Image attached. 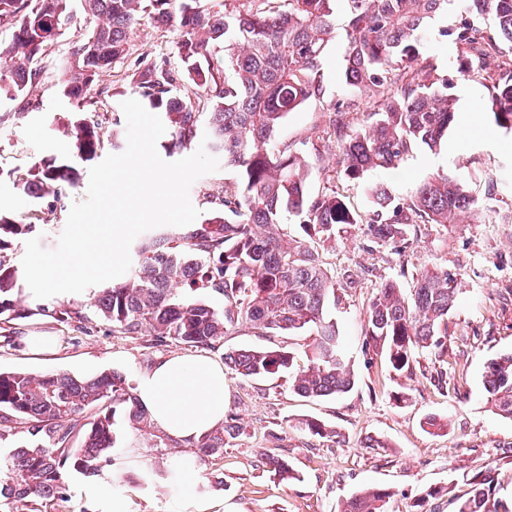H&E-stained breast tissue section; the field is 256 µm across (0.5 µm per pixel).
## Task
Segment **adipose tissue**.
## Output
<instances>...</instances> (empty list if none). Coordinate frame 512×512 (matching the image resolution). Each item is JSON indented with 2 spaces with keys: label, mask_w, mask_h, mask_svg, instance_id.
I'll list each match as a JSON object with an SVG mask.
<instances>
[{
  "label": "adipose tissue",
  "mask_w": 512,
  "mask_h": 512,
  "mask_svg": "<svg viewBox=\"0 0 512 512\" xmlns=\"http://www.w3.org/2000/svg\"><path fill=\"white\" fill-rule=\"evenodd\" d=\"M137 395L155 427L187 447L224 421V367L206 356L161 359L139 374Z\"/></svg>",
  "instance_id": "adipose-tissue-1"
}]
</instances>
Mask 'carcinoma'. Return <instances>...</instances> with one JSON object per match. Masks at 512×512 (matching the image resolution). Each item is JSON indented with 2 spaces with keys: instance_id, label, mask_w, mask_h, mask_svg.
Segmentation results:
<instances>
[{
  "instance_id": "cac0c4a2",
  "label": "carcinoma",
  "mask_w": 512,
  "mask_h": 512,
  "mask_svg": "<svg viewBox=\"0 0 512 512\" xmlns=\"http://www.w3.org/2000/svg\"><path fill=\"white\" fill-rule=\"evenodd\" d=\"M73 0H0V27L11 41L0 51V108L12 109L39 80L32 67L73 25ZM92 20L58 67L60 93L80 100L99 73L126 52L129 34L143 18L157 26L175 24L180 67L147 64L137 73L134 93L161 115L169 137L162 145L172 158L199 144L206 126V150L224 159L238 178L212 195L215 209L200 224L147 231L134 245L128 273L93 294L91 307L122 334H147L159 343L219 348L229 331L246 326L260 336H312L302 356L282 348H243L224 353V365L248 378L286 372L301 397H336L350 392L354 375L345 360L336 321V282L317 247L359 223L345 196L336 190L313 196L309 156L276 140L288 114L324 95L322 61L344 31L342 75L376 104L372 122L355 129L330 121L337 136V164L343 177L360 181L374 169H394L416 145L430 148L448 137L456 99L448 79L426 61L431 22L439 14H465L452 38L455 64L463 77L492 80L487 109L497 127L512 131V0H82ZM344 24H338V9ZM490 17L494 27L480 22ZM187 81L201 89L210 111L178 91ZM67 152L35 162L17 180L28 196H58L75 185L80 164L101 149L98 124L76 115ZM367 221L380 245H402L413 224H459L476 212L478 198L459 177L438 173L405 199L379 184L369 188ZM302 217L305 235L288 234L283 212ZM0 212V316L5 321L51 313L60 322H82L83 306L63 302L53 308L22 293L9 251L33 231ZM216 297L220 303L211 302ZM458 287L444 269L424 271L410 291L392 279L379 285L366 312V346L385 357L396 372H409L416 353L443 358L448 349V317ZM483 385L496 413L512 419V353L490 360ZM90 422L81 423L83 414ZM151 448L171 439L157 433L119 371L75 376L65 372L0 371V423L26 434L0 456V512H36L61 493L72 471L98 476L114 461L116 415ZM81 445L69 446L75 430ZM243 433L234 417L191 445L194 462L224 452ZM268 466L281 481L296 478L279 458ZM491 472L478 473L471 495L454 512H499ZM389 495L365 488L340 512H386Z\"/></svg>"
}]
</instances>
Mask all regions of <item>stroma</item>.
Returning <instances> with one entry per match:
<instances>
[{"label":"stroma","instance_id":"1","mask_svg":"<svg viewBox=\"0 0 512 512\" xmlns=\"http://www.w3.org/2000/svg\"><path fill=\"white\" fill-rule=\"evenodd\" d=\"M457 15L440 18L427 54L447 78L457 112L468 109L465 89L477 93V115L470 127L455 125L436 149L413 148L399 169L369 171L364 182L344 180L337 165L336 139L326 134L334 110L349 112L354 126L363 125L373 110L341 76L343 42L332 43L322 63L323 98L292 112L277 132L280 141L306 154H319L308 181L311 194L334 188L351 209L367 215L365 188L387 184L399 197L437 173H455L467 180L484 206L494 208L489 221L468 224H415L406 244L394 248L372 242L368 227L356 224L321 248L326 267L336 277L339 303L331 315L354 372L355 387L344 395L305 399L288 387L287 376L249 379L226 374L224 412L244 428L223 454L197 465L186 448H149L125 425H118L119 451L110 467L112 479L100 483L72 473L58 499L43 512H112L122 502L125 512H179L189 498H206L216 512H338L341 502L365 487L389 492L388 512H411L429 489L440 490L424 512H453L452 500L468 494L473 476L484 470L497 477L495 498L512 512V420L495 413L483 386L491 359L512 352V135L499 129L486 108L490 83L463 79L455 66V46L442 37ZM87 30L85 21L68 30L34 66L41 72L29 96L36 111L0 118V209L20 221L38 215L34 233L45 248H55L73 202L87 193L89 164H82L78 185L63 188L59 198H33L21 193L15 178L36 161L64 153L72 113L97 120L103 132L101 155L112 152V120L122 117V102L133 96L139 67L175 61L178 31L142 21L129 36L120 62L101 72L85 99L75 103L57 86L55 63ZM448 270L460 288L459 302L448 318V355L436 361L417 353L411 372H393L383 357H370L365 347L366 310L377 287L391 279L411 288L412 277L424 270ZM11 340L0 337V370L74 375L116 370L136 380L157 359L197 356V349L169 342L155 344L148 336L113 332L110 324L88 313L81 325L36 315L12 321ZM51 336L53 351L33 353L23 340ZM300 336L256 335L240 327L224 338V349L280 346L298 349ZM446 371L447 388L437 386V371ZM430 415L447 419L443 434L427 432ZM324 423L328 434L302 429L301 421ZM288 461L294 480L282 482L266 464L267 457ZM179 467L177 484L164 473ZM150 481H141L143 472Z\"/></svg>","mask_w":512,"mask_h":512}]
</instances>
